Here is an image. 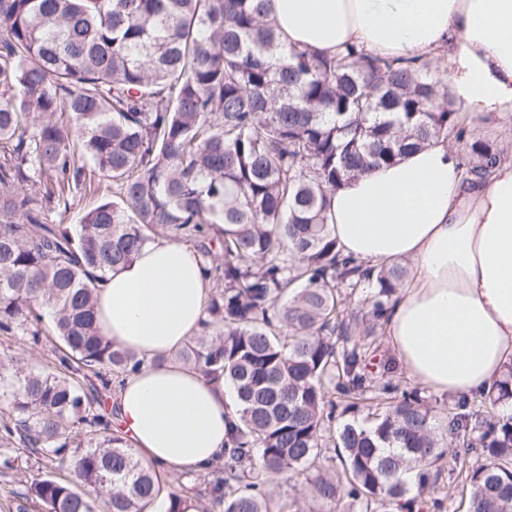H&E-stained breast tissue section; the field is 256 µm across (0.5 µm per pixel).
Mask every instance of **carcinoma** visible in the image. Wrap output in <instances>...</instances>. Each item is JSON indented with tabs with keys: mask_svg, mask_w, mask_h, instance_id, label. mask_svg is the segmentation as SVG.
<instances>
[{
	"mask_svg": "<svg viewBox=\"0 0 512 512\" xmlns=\"http://www.w3.org/2000/svg\"><path fill=\"white\" fill-rule=\"evenodd\" d=\"M267 0H0V335L56 339L61 370L0 358V467L35 459L14 512H305L273 490L312 475L337 512H394L436 488L448 455L465 512H512V397H461L438 413L376 362L402 262L337 247L330 194L432 142L464 144L477 179L502 159L467 136L430 61L287 49ZM32 183L26 189L23 183ZM112 184L77 225L49 219ZM166 233L224 262L204 327L179 357L232 388L224 461L172 474L140 462L100 410L140 360L98 328L92 272ZM362 314L346 307L363 286ZM367 412L368 424L350 413Z\"/></svg>",
	"mask_w": 512,
	"mask_h": 512,
	"instance_id": "obj_1",
	"label": "carcinoma"
}]
</instances>
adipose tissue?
<instances>
[{
	"label": "adipose tissue",
	"mask_w": 512,
	"mask_h": 512,
	"mask_svg": "<svg viewBox=\"0 0 512 512\" xmlns=\"http://www.w3.org/2000/svg\"><path fill=\"white\" fill-rule=\"evenodd\" d=\"M270 14L290 48L438 61L460 120L512 130V0H270ZM464 171L435 143L349 180L328 213L343 254L411 260L387 319L392 352L415 383L453 399L490 393L512 370V158L478 181ZM209 295L199 255L166 236L96 281L102 332L142 361L110 416L146 465L204 472L224 453L226 387L176 358Z\"/></svg>",
	"instance_id": "1"
}]
</instances>
